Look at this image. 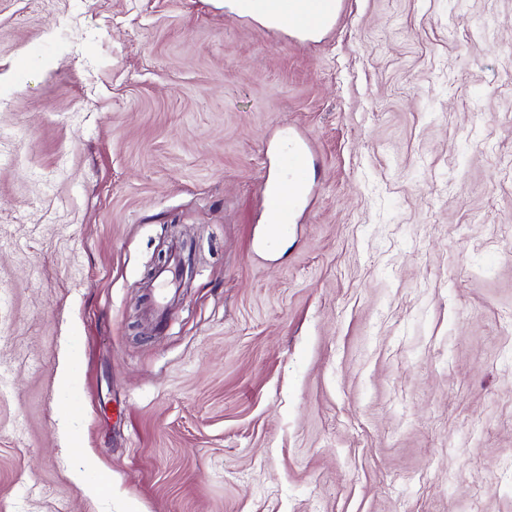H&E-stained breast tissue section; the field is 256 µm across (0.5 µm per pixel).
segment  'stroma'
<instances>
[{
  "mask_svg": "<svg viewBox=\"0 0 512 512\" xmlns=\"http://www.w3.org/2000/svg\"><path fill=\"white\" fill-rule=\"evenodd\" d=\"M509 226L512 0H0V512H512ZM325 0H265L262 10L280 17L284 24L298 38H306L309 31L324 23L323 17L332 9L324 6ZM310 153L306 145L300 142L289 144L282 155V166L288 175V183L265 182L262 186V198L267 212L279 233L288 231L294 223L296 213L305 195V181ZM178 276V266L164 267L157 271L154 277L153 288L155 291L151 292L154 311L156 313L155 321L159 325L163 323L167 315V288L175 283Z\"/></svg>",
  "mask_w": 512,
  "mask_h": 512,
  "instance_id": "1",
  "label": "stroma"
}]
</instances>
